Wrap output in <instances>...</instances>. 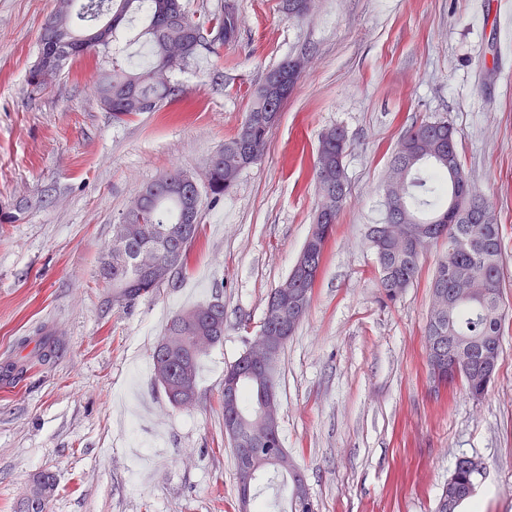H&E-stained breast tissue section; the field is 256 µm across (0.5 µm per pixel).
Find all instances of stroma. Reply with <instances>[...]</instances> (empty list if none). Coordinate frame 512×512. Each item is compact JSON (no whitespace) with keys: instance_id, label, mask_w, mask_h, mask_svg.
I'll return each instance as SVG.
<instances>
[{"instance_id":"1","label":"stroma","mask_w":512,"mask_h":512,"mask_svg":"<svg viewBox=\"0 0 512 512\" xmlns=\"http://www.w3.org/2000/svg\"><path fill=\"white\" fill-rule=\"evenodd\" d=\"M235 44H214L174 79L181 99L113 122L95 92L140 45L76 59L29 86L56 0H0V512L50 471L48 512H239L224 434V369L254 339L268 295L291 271L318 208L320 134L344 128L349 198L324 253L308 313L276 364L280 433L316 512H435L461 455L486 466L464 512H512V0H235ZM308 67L281 110L266 157L200 228L176 287L110 304L99 277L115 224L138 191L178 170L196 178L236 135L267 74ZM446 120L468 180L500 227L503 353L481 399L434 392L425 327L438 240L394 301L368 240L385 215L404 132ZM224 306V337L201 360L196 404L176 407L154 381L169 318ZM53 341V358L33 354Z\"/></svg>"}]
</instances>
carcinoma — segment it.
Returning <instances> with one entry per match:
<instances>
[{
    "mask_svg": "<svg viewBox=\"0 0 512 512\" xmlns=\"http://www.w3.org/2000/svg\"><path fill=\"white\" fill-rule=\"evenodd\" d=\"M137 15L143 18L139 37L149 47V66L114 65L112 72L102 75L98 85L101 104L115 122L142 112H156L176 98L181 90L173 80L174 72L198 55L208 37L217 36L221 42L231 43L239 29V16L229 2L218 5L196 22L189 19L184 0H56V8L44 28L53 37L40 39L39 57L49 55L53 39L59 37L68 38L74 51L49 68L34 64L28 84L39 90L71 59L109 50L128 18ZM277 71L284 77V94L291 95L302 72L289 68L287 60ZM269 105L264 83L255 92L237 134L224 141V147L211 159L206 197L217 201L230 193L242 172L266 156L272 128ZM345 152L346 147L336 142V129L321 134L314 160L317 191H323L330 182L347 180L344 163L337 161ZM186 179L187 175L178 170L161 176L139 192L146 203L141 213L132 219L124 215L126 260L112 263L105 258L100 266V276L112 287L116 303L129 306L163 286L161 281L147 279L139 263L141 257L159 263L166 258L168 247L174 246L182 254L173 277H178L186 267L200 227L198 221L190 223L189 216L201 197ZM387 193L402 195L415 223L434 226L433 240L448 239V254L438 259L431 286L441 285L451 294H467L466 300L443 319L444 329L447 335L467 345L475 357H480L482 340L490 336L501 339L502 317L497 313V304L502 300L505 285L500 228L491 214L477 215L467 205V198L476 190L464 175L455 129L449 122L423 120L405 132L391 165ZM388 267L390 278L379 279V285L385 297L394 300L416 280L420 253L415 250L408 254L394 247L388 254ZM183 314L182 310L176 312L165 330V335L172 337L171 359L166 362L158 354L152 355L153 369H158L160 362L166 363L168 384L163 390L175 406L181 404L179 395L184 386L197 385L199 359L205 353L195 349L192 337L197 331L184 321ZM230 368L244 371L236 414L240 424L248 425L260 404L267 378L239 360ZM460 380L474 399L482 398L490 387L475 373H464ZM476 480L474 470L456 464L439 501H448L449 487H454L452 512H458L473 497L469 486L476 485ZM55 489L53 475H35L29 495L20 501L16 512H46Z\"/></svg>",
    "mask_w": 512,
    "mask_h": 512,
    "instance_id": "1",
    "label": "carcinoma"
}]
</instances>
